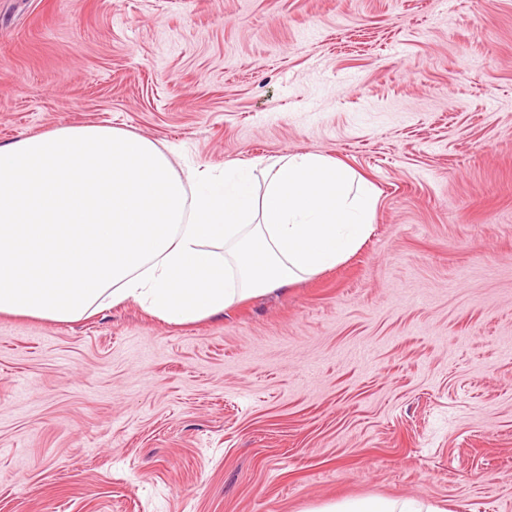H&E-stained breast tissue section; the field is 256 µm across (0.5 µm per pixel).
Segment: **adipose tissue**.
<instances>
[{"instance_id": "ef3b65f1", "label": "adipose tissue", "mask_w": 512, "mask_h": 512, "mask_svg": "<svg viewBox=\"0 0 512 512\" xmlns=\"http://www.w3.org/2000/svg\"><path fill=\"white\" fill-rule=\"evenodd\" d=\"M176 173L148 139L66 125L0 146V314L71 322L127 302L172 324L336 267L376 197L335 161L291 154Z\"/></svg>"}]
</instances>
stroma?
Masks as SVG:
<instances>
[{"label":"stroma","instance_id":"obj_1","mask_svg":"<svg viewBox=\"0 0 512 512\" xmlns=\"http://www.w3.org/2000/svg\"><path fill=\"white\" fill-rule=\"evenodd\" d=\"M367 179L336 268L191 325L0 315V512H512V0H0V145ZM422 509L421 504L410 500L368 498L332 504L320 512H423Z\"/></svg>","mask_w":512,"mask_h":512}]
</instances>
